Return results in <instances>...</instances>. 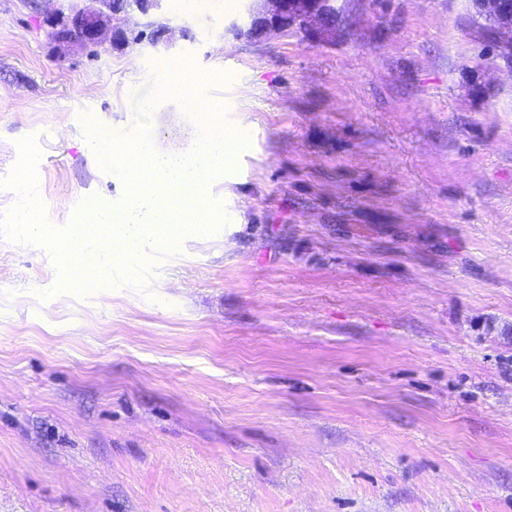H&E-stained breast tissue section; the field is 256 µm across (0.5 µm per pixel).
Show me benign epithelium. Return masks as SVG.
Here are the masks:
<instances>
[{"mask_svg":"<svg viewBox=\"0 0 512 512\" xmlns=\"http://www.w3.org/2000/svg\"><path fill=\"white\" fill-rule=\"evenodd\" d=\"M258 7L247 9L244 25L261 26L262 35L302 28L313 37L329 34L332 28L323 24L325 0H259ZM475 19L485 27V33L506 53L512 52V4L506 0H470ZM104 10L91 14L78 10L58 33L62 41L98 45L103 42L105 12L112 11V0H101Z\"/></svg>","mask_w":512,"mask_h":512,"instance_id":"1","label":"benign epithelium"}]
</instances>
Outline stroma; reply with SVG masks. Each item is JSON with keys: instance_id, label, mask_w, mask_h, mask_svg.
<instances>
[{"instance_id": "obj_1", "label": "stroma", "mask_w": 512, "mask_h": 512, "mask_svg": "<svg viewBox=\"0 0 512 512\" xmlns=\"http://www.w3.org/2000/svg\"><path fill=\"white\" fill-rule=\"evenodd\" d=\"M96 6L0 0V216L23 138L57 230L126 193L87 119L192 149L173 78L252 142L206 185L225 223L144 287L56 291L0 233V512H512V66L469 0L260 40L246 0H162L55 38ZM105 16L103 10H100L97 14L78 10L69 17L68 24L58 33V38L66 42L76 41L83 44H102Z\"/></svg>"}]
</instances>
